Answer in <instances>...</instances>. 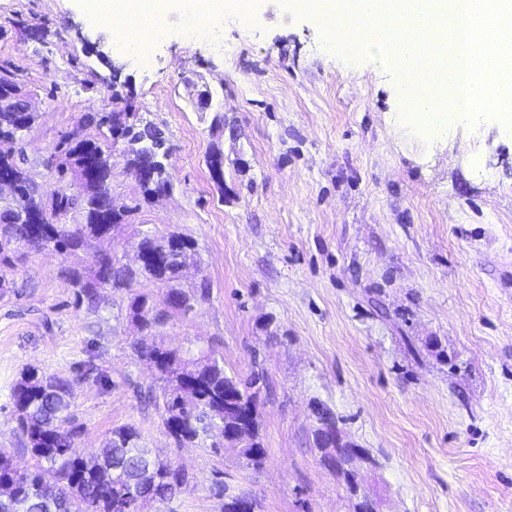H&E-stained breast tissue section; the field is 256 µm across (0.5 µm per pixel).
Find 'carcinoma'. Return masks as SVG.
<instances>
[{"instance_id": "carcinoma-1", "label": "carcinoma", "mask_w": 512, "mask_h": 512, "mask_svg": "<svg viewBox=\"0 0 512 512\" xmlns=\"http://www.w3.org/2000/svg\"><path fill=\"white\" fill-rule=\"evenodd\" d=\"M124 128L112 125V113L87 114L77 128L56 145L57 174L71 176L73 190L61 193L52 203L43 200L35 184L12 154H0V171L12 175L19 195L0 201V289L7 287L5 271L14 268L21 245L32 250L51 247L74 253L91 241L112 236L124 218L112 221V152L120 138L133 143L124 154L126 166L135 173L143 167L157 170L166 179L163 158L167 155L162 133L142 124L135 112L127 113ZM35 113L11 112L0 104V134L18 138L28 132ZM93 128L97 135L86 130ZM39 211L45 224H27L25 217ZM142 244L161 258L130 269L110 253L96 252L89 265L66 271V280L80 300L98 305L103 291H126L129 310L141 332L150 336L168 317L185 314L195 302L209 295L207 284L187 294L171 288L161 300L149 292L138 291L139 279L167 284L175 280L182 267L195 255V243L177 233L156 238L146 235ZM133 349L157 366L159 395L155 401L163 424L175 447L202 444L216 420L245 431L250 440L239 445L246 465L258 466L266 455L262 443L258 400L261 379L254 375L240 380L224 370V360L216 351L201 352L187 358L180 351L155 345L143 350L135 341ZM74 383L53 375H38L31 370L11 391L16 414L19 445L30 452L35 465L20 471L0 452V487L10 488V496L0 497V512H142L150 502H165L184 492L178 486L180 475L173 464L152 456L141 441L139 431L128 425L112 429L100 453L88 452L75 444L79 428H61L71 423Z\"/></svg>"}]
</instances>
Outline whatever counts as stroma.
I'll return each instance as SVG.
<instances>
[{"label": "stroma", "instance_id": "35a3bbf8", "mask_svg": "<svg viewBox=\"0 0 512 512\" xmlns=\"http://www.w3.org/2000/svg\"><path fill=\"white\" fill-rule=\"evenodd\" d=\"M163 29L147 65L84 0H0V72L38 114L24 167L43 196L59 186L56 145L84 114L115 108L113 85L164 133L169 194L144 199L113 154L112 200L129 213L92 248L133 267L143 235L195 242L173 285L205 281L210 295L154 340L212 346L242 378L264 373L266 457L254 468L228 445L175 447L142 395L155 371L131 348L128 293L76 302L62 271L87 252L50 247L24 252L0 292V452L34 463L10 398L34 369L74 380L79 447L131 425L185 471L186 492L143 512H223L227 484L257 512H355L360 491L376 512H512V130L492 115L459 120L450 140L415 138L396 123L394 73L329 48L322 22L286 0L202 32L175 9ZM205 88L215 108L198 107ZM89 360L101 379L76 382ZM319 402L373 459L357 488L313 442Z\"/></svg>", "mask_w": 512, "mask_h": 512}]
</instances>
